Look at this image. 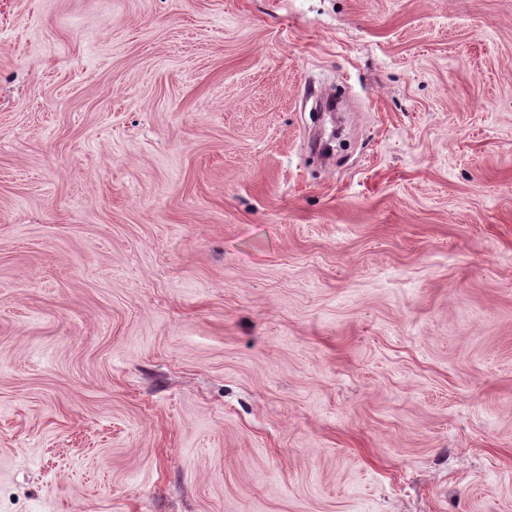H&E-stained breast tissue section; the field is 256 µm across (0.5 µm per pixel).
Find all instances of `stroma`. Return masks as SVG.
<instances>
[{"label":"stroma","mask_w":512,"mask_h":512,"mask_svg":"<svg viewBox=\"0 0 512 512\" xmlns=\"http://www.w3.org/2000/svg\"><path fill=\"white\" fill-rule=\"evenodd\" d=\"M0 512H512V0H0Z\"/></svg>","instance_id":"35a3bbf8"}]
</instances>
